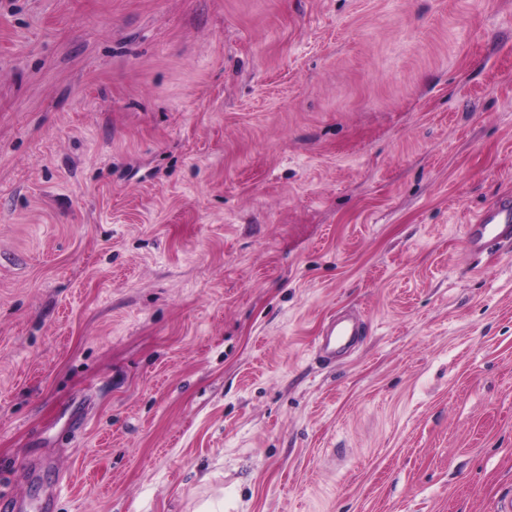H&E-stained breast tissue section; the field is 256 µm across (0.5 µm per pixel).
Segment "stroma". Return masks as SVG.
I'll return each instance as SVG.
<instances>
[{
	"instance_id": "1",
	"label": "stroma",
	"mask_w": 512,
	"mask_h": 512,
	"mask_svg": "<svg viewBox=\"0 0 512 512\" xmlns=\"http://www.w3.org/2000/svg\"><path fill=\"white\" fill-rule=\"evenodd\" d=\"M503 197L512 0H0V497L496 512ZM466 239L470 249L502 239L512 240V207L498 202L481 211L467 225ZM360 325L350 317H340L332 321L319 339L318 349L324 359H333L346 353L360 336Z\"/></svg>"
}]
</instances>
